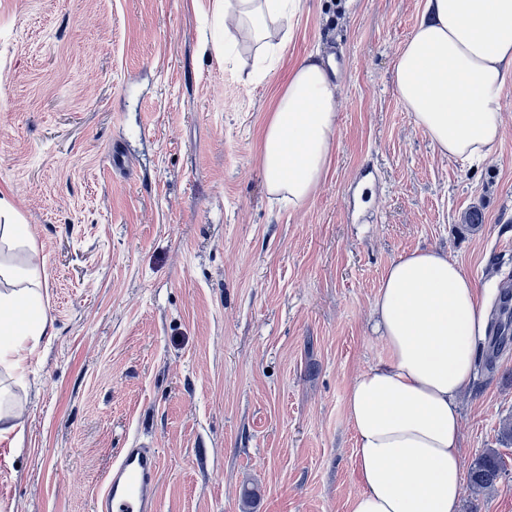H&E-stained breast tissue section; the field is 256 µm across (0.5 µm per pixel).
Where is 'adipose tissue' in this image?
<instances>
[{
    "mask_svg": "<svg viewBox=\"0 0 512 512\" xmlns=\"http://www.w3.org/2000/svg\"><path fill=\"white\" fill-rule=\"evenodd\" d=\"M294 13L290 0H224L219 20L228 38L249 26L261 54L271 31L291 38ZM394 69L400 99L436 151L460 161L487 157L512 90V0H425ZM337 131L336 88L324 64L306 58L264 128L269 194L304 204ZM37 278V269L0 262V365L13 373L48 330ZM373 315L385 353L357 375L346 399L360 483L351 512H459L457 401L487 332L481 290L448 253L416 250L386 268Z\"/></svg>",
    "mask_w": 512,
    "mask_h": 512,
    "instance_id": "ef3b65f1",
    "label": "adipose tissue"
}]
</instances>
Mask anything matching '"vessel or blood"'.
<instances>
[{
    "instance_id": "vessel-or-blood-1",
    "label": "vessel or blood",
    "mask_w": 512,
    "mask_h": 512,
    "mask_svg": "<svg viewBox=\"0 0 512 512\" xmlns=\"http://www.w3.org/2000/svg\"><path fill=\"white\" fill-rule=\"evenodd\" d=\"M159 468L152 444L121 449L95 496V512H158Z\"/></svg>"
}]
</instances>
